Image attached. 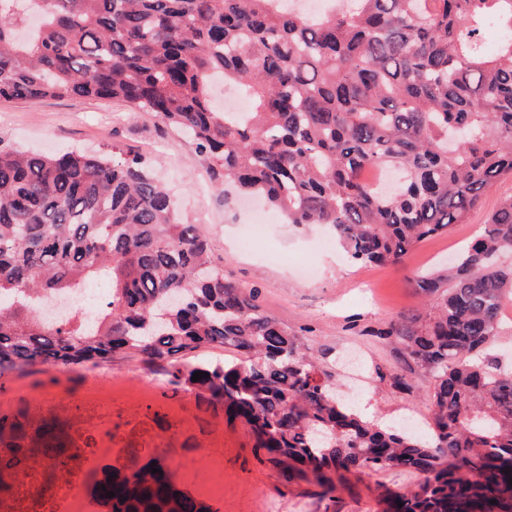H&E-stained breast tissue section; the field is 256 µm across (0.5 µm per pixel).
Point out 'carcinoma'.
Segmentation results:
<instances>
[{
    "label": "carcinoma",
    "mask_w": 512,
    "mask_h": 512,
    "mask_svg": "<svg viewBox=\"0 0 512 512\" xmlns=\"http://www.w3.org/2000/svg\"><path fill=\"white\" fill-rule=\"evenodd\" d=\"M488 25L504 30L494 55ZM217 78L252 110L215 107ZM70 96L154 114L189 137L215 185L234 180L290 224L328 225L355 263L395 265L512 175V0H338L314 18L277 0H0V98ZM369 167L399 171L400 187L370 186ZM509 253L512 198L448 273L416 281L425 318L384 332L433 378L427 439L342 398L308 343L212 261L140 157L0 142V378L140 357L322 500L364 470L417 472L421 482L388 492L390 507L512 512V372L488 357L512 294ZM98 278L112 295L93 315L43 320L47 302ZM224 348L236 357L190 361ZM196 371L206 376L194 382ZM54 431L28 408L0 414V493L20 467L78 458ZM174 477L160 458L114 466L98 494L112 512H208Z\"/></svg>",
    "instance_id": "carcinoma-1"
}]
</instances>
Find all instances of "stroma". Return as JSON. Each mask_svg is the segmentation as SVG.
<instances>
[{
    "label": "stroma",
    "instance_id": "1",
    "mask_svg": "<svg viewBox=\"0 0 512 512\" xmlns=\"http://www.w3.org/2000/svg\"><path fill=\"white\" fill-rule=\"evenodd\" d=\"M0 141L33 152L54 154L71 149L100 153L118 145L142 155L155 179L173 197L182 220L207 235L213 260L245 291L259 310L304 335L339 389L367 417L387 422L406 417L426 422L432 379L382 333L391 321L424 313L416 277L452 261L487 216L512 197V176L486 189L466 223L429 239L402 263L388 266L350 262L321 225L298 226L268 211L265 245L242 248V226L248 218L233 187L217 191L205 165L187 139L165 129L149 112H138L110 100L73 97L37 104L0 101ZM105 381L135 380L157 396L142 401L113 391L108 413L83 410L79 396L81 370L10 373L0 388V406L21 397L51 394L44 419L62 427L63 438L112 430L113 447L156 448L176 472L180 488L206 479L209 462L224 461V498L216 512H383L387 490L411 483L408 475L364 472L350 477L334 500H322L314 486L284 481L270 466L258 464L241 427L215 425L194 394L173 393L161 385L158 368L139 358L114 357L97 366ZM408 386L393 387V376Z\"/></svg>",
    "mask_w": 512,
    "mask_h": 512
}]
</instances>
